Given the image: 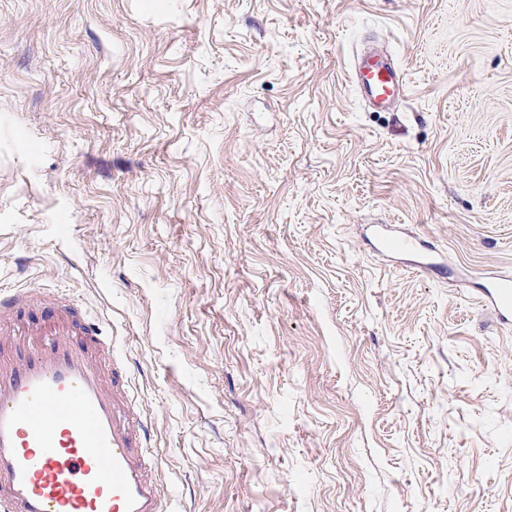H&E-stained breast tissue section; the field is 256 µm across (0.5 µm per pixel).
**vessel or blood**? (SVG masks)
Returning <instances> with one entry per match:
<instances>
[{
  "label": "vessel or blood",
  "instance_id": "1",
  "mask_svg": "<svg viewBox=\"0 0 512 512\" xmlns=\"http://www.w3.org/2000/svg\"><path fill=\"white\" fill-rule=\"evenodd\" d=\"M352 78L379 107L405 85L382 59L365 60ZM377 236L384 251L422 254L431 268L423 239L386 225ZM483 297L512 321V279ZM85 316L54 292L0 296V512H166L172 503L116 339Z\"/></svg>",
  "mask_w": 512,
  "mask_h": 512
}]
</instances>
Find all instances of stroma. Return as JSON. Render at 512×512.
Returning <instances> with one entry per match:
<instances>
[{"label":"stroma","instance_id":"stroma-1","mask_svg":"<svg viewBox=\"0 0 512 512\" xmlns=\"http://www.w3.org/2000/svg\"><path fill=\"white\" fill-rule=\"evenodd\" d=\"M494 275L512 0H0V290L116 336L177 512H512ZM358 90L375 106L383 107L404 92L405 80L399 68L383 59H367L352 73ZM381 248L391 253H420L424 261L417 265L420 269H429L434 264L430 261V248L426 242L418 237L408 238L397 234L389 225H382L377 230Z\"/></svg>","mask_w":512,"mask_h":512}]
</instances>
